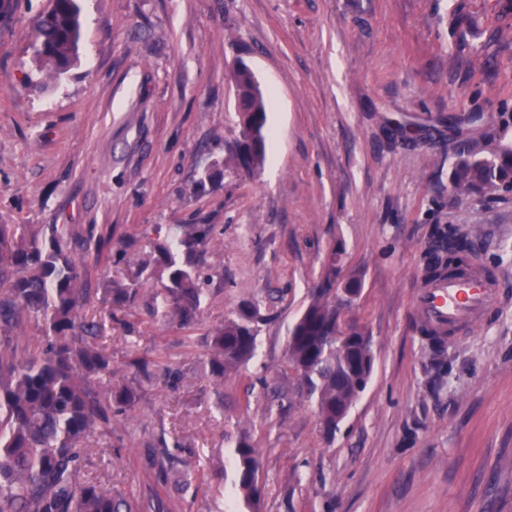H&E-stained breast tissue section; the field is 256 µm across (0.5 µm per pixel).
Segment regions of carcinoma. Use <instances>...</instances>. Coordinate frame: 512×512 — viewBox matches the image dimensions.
<instances>
[{
    "label": "carcinoma",
    "instance_id": "1",
    "mask_svg": "<svg viewBox=\"0 0 512 512\" xmlns=\"http://www.w3.org/2000/svg\"><path fill=\"white\" fill-rule=\"evenodd\" d=\"M83 37L81 0H48L36 17L33 55L39 68L59 76L78 56ZM237 102L245 110L234 154L236 168L255 172L264 162L267 111L263 93L250 69L233 73ZM512 113L479 137L460 141L449 181L460 198L512 190ZM209 224H156L149 250L131 257L107 253V267L125 266L123 276L105 275L91 285L74 249L110 239L75 240L67 224H0V512H130L128 502L112 496L93 478L82 475L92 447L112 429V419L129 416L140 400L138 383L177 380L169 366L155 367L145 357L127 366L135 384L112 389V354L101 345L104 323L87 317L84 308L98 299L108 317L135 305L144 286L156 285L147 302L154 317L194 325L203 313L208 275L202 256L211 242ZM442 254L431 252L427 279L459 276L469 268L457 254L472 248L453 230L438 231ZM336 253L315 299L290 330L287 368L306 386L320 428L328 437L338 430L336 417L358 400L371 377L372 337L351 322L353 342L340 347L336 335ZM43 323L42 350L22 344L24 321ZM263 318L257 306L242 302L235 314L209 334L202 371L216 382L239 372L255 355ZM231 485L252 509L258 505L259 462L255 444L239 436L232 448Z\"/></svg>",
    "mask_w": 512,
    "mask_h": 512
}]
</instances>
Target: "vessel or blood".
I'll return each instance as SVG.
<instances>
[{
  "mask_svg": "<svg viewBox=\"0 0 512 512\" xmlns=\"http://www.w3.org/2000/svg\"><path fill=\"white\" fill-rule=\"evenodd\" d=\"M496 295L495 282L476 270L467 281L442 279L425 284L416 300L420 315L434 331L453 333L475 329Z\"/></svg>",
  "mask_w": 512,
  "mask_h": 512,
  "instance_id": "1",
  "label": "vessel or blood"
}]
</instances>
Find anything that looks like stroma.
Masks as SVG:
<instances>
[{
	"label": "stroma",
	"mask_w": 512,
	"mask_h": 512,
	"mask_svg": "<svg viewBox=\"0 0 512 512\" xmlns=\"http://www.w3.org/2000/svg\"><path fill=\"white\" fill-rule=\"evenodd\" d=\"M508 1L83 0L76 63L31 87L47 0L0 20V224L91 226L116 250L154 224L212 227L197 324L142 303L107 323L113 387L134 349L182 380L142 385L85 476L131 512H242L224 473L246 433L260 512H512V193L458 201L448 181L455 142L512 108ZM241 62L268 103L265 160L201 187L239 137ZM448 224L499 294L437 361L415 294ZM331 253L337 287L361 279L350 316L375 368L329 439L285 360ZM244 300L264 319L257 352L219 387L200 371L207 336ZM162 437L195 474L188 491L150 462Z\"/></svg>",
	"instance_id": "stroma-1"
}]
</instances>
